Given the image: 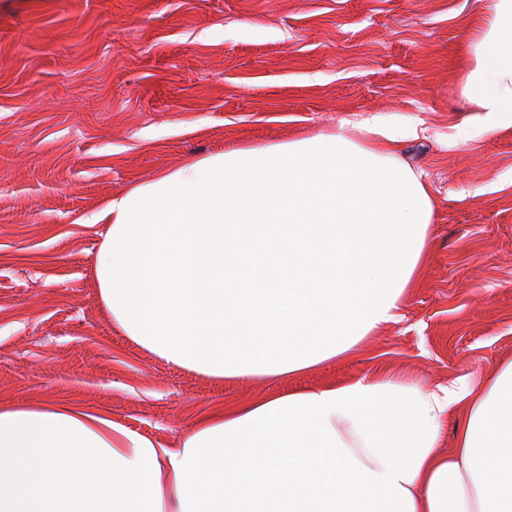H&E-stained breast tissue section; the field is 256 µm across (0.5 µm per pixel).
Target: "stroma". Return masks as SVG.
Wrapping results in <instances>:
<instances>
[{"label":"stroma","instance_id":"35a3bbf8","mask_svg":"<svg viewBox=\"0 0 512 512\" xmlns=\"http://www.w3.org/2000/svg\"><path fill=\"white\" fill-rule=\"evenodd\" d=\"M479 0H0V406L67 399L179 442L209 409L387 367L429 389L512 362V126L463 117ZM378 114L435 205L398 321L279 376L175 367L105 313L109 199Z\"/></svg>","mask_w":512,"mask_h":512}]
</instances>
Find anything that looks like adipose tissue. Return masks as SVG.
<instances>
[{"mask_svg":"<svg viewBox=\"0 0 512 512\" xmlns=\"http://www.w3.org/2000/svg\"><path fill=\"white\" fill-rule=\"evenodd\" d=\"M512 125V0H485L460 82ZM371 116L199 159L109 200L112 321L174 366L282 375L400 316L434 203ZM460 408L453 451L440 453ZM0 512H512V363L432 389L382 369L210 410L178 447L67 401L0 406Z\"/></svg>","mask_w":512,"mask_h":512,"instance_id":"adipose-tissue-1","label":"adipose tissue"}]
</instances>
